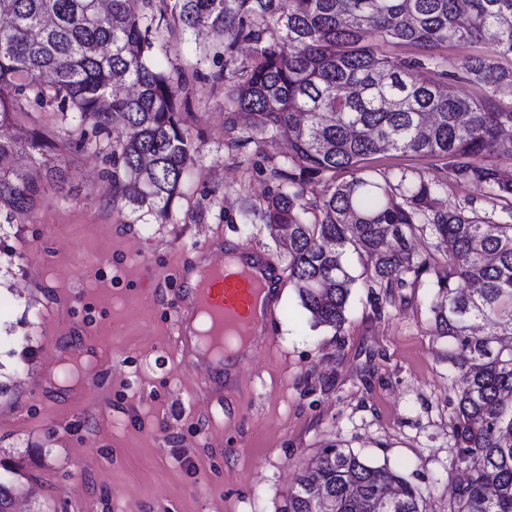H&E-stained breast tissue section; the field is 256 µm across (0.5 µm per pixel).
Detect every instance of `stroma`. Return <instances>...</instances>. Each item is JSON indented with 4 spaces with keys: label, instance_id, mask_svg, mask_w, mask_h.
<instances>
[{
    "label": "stroma",
    "instance_id": "stroma-1",
    "mask_svg": "<svg viewBox=\"0 0 512 512\" xmlns=\"http://www.w3.org/2000/svg\"><path fill=\"white\" fill-rule=\"evenodd\" d=\"M166 70L191 90L187 128L198 143L192 178L166 223L112 207L101 156L78 151L57 113L35 106L17 122L42 129L67 170L64 192L42 184L34 206L0 224V460L10 512H288L296 476L340 443L422 489L429 512H448L464 473L454 442L459 377L432 307L448 250L428 234L408 242L429 261L399 288L372 286L367 258L341 330L312 326L295 285L260 344L221 388L174 352V284L151 276L208 235L257 248L286 267V250L242 212L276 191L286 140L248 141L251 116L224 110L214 77L225 57L203 29L169 37ZM372 170H407L443 183L442 207L492 204L448 183L441 160L393 151ZM70 250L58 257L55 243ZM73 270L58 279L59 260Z\"/></svg>",
    "mask_w": 512,
    "mask_h": 512
}]
</instances>
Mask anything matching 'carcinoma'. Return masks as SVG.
<instances>
[{"label": "carcinoma", "instance_id": "cac0c4a2", "mask_svg": "<svg viewBox=\"0 0 512 512\" xmlns=\"http://www.w3.org/2000/svg\"><path fill=\"white\" fill-rule=\"evenodd\" d=\"M0 217L31 208L40 186L19 175L20 154L38 158L44 135L16 128L27 104L56 110L78 150L103 155L110 202L166 222L183 194L196 143L179 101L184 87L154 64V24L181 32L210 29L221 49L252 44L232 72L233 113L261 117L253 132L274 144L288 137V168L258 210L271 238L288 244V275L312 326L340 331L356 281L353 254L371 260L367 277L382 288L429 267L407 248L421 225L451 245L448 276L434 306L448 362L462 376L454 437L466 476L449 512H512V0H0ZM486 42L491 56L448 64L441 44ZM409 43L411 60L378 51ZM418 69L434 74L421 82ZM481 88L478 98L450 95L443 81ZM389 148L446 160L448 182L473 186L489 211L443 208L442 183L407 171L373 172L371 156ZM338 170L348 181L333 180ZM325 181L321 196L305 184ZM319 497L301 474L288 512H428L426 497L387 465L341 444L316 461Z\"/></svg>", "mask_w": 512, "mask_h": 512}]
</instances>
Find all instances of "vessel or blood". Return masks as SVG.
Returning <instances> with one entry per match:
<instances>
[{
  "label": "vessel or blood",
  "instance_id": "obj_1",
  "mask_svg": "<svg viewBox=\"0 0 512 512\" xmlns=\"http://www.w3.org/2000/svg\"><path fill=\"white\" fill-rule=\"evenodd\" d=\"M182 293L176 307L174 348L189 366H198L195 337L182 330L190 306L206 310L211 324L254 336L278 296L279 268L268 255L245 245L207 238L176 267Z\"/></svg>",
  "mask_w": 512,
  "mask_h": 512
}]
</instances>
